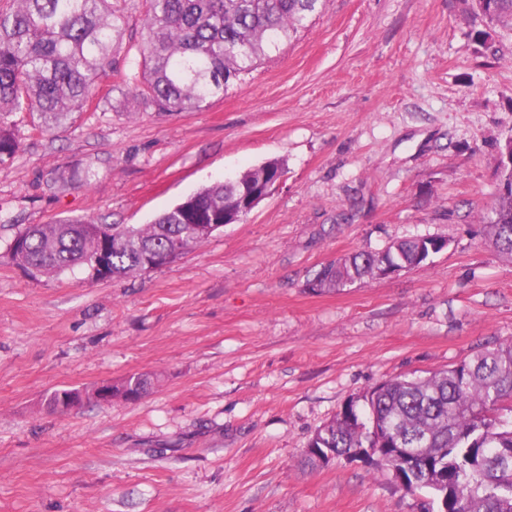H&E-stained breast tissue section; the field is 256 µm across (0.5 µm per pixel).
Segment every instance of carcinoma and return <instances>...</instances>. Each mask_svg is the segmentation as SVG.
I'll use <instances>...</instances> for the list:
<instances>
[{
    "mask_svg": "<svg viewBox=\"0 0 512 512\" xmlns=\"http://www.w3.org/2000/svg\"><path fill=\"white\" fill-rule=\"evenodd\" d=\"M109 0H9L0 7V166L21 150L15 116L33 118L31 132L63 126L77 112H96L107 99L98 95L113 71L114 44L124 22L108 8ZM320 0H146L145 34L139 45L142 71L125 79L133 98L159 112H190L209 104L241 74L279 50L307 27ZM491 23L512 29V0H476ZM240 182L225 180L193 194L205 210L241 203ZM179 207L149 224H97L67 219L20 230L30 274L89 269L87 259L109 242V278L141 270L146 256L179 240L185 248L205 236L188 233ZM499 252L512 257V191L498 194L485 221ZM431 256L418 250V238L392 242L384 250L356 251L316 272L317 291L377 277L382 265L412 268ZM151 386L144 374L121 385L107 384L112 396L135 401ZM93 388L61 389L45 398L46 408L99 399ZM386 425V455L401 465L396 443L413 440L415 489L431 494L430 506L447 512H512V342L479 352L473 359L428 377L399 376L374 386L344 405L309 442L316 456L373 448L372 422Z\"/></svg>",
    "mask_w": 512,
    "mask_h": 512,
    "instance_id": "cac0c4a2",
    "label": "carcinoma"
}]
</instances>
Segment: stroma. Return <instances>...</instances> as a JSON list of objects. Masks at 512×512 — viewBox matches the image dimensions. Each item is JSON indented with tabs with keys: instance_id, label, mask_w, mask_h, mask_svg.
<instances>
[{
	"instance_id": "stroma-1",
	"label": "stroma",
	"mask_w": 512,
	"mask_h": 512,
	"mask_svg": "<svg viewBox=\"0 0 512 512\" xmlns=\"http://www.w3.org/2000/svg\"><path fill=\"white\" fill-rule=\"evenodd\" d=\"M123 14L103 112L0 167V512H420L366 461L305 462L376 384L512 340V258L482 221L512 135V30L473 0H322L306 29L193 112L128 95L142 0ZM287 174L236 224L120 280L29 276L32 224H147L270 160ZM412 236L449 246L331 293L325 264ZM148 375L135 402L65 413L64 387Z\"/></svg>"
}]
</instances>
